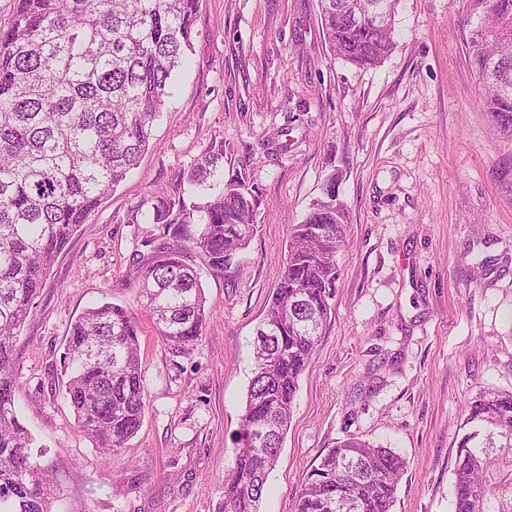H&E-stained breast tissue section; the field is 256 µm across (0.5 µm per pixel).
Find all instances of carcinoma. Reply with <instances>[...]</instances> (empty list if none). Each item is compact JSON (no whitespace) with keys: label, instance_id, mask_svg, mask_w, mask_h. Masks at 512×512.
<instances>
[{"label":"carcinoma","instance_id":"carcinoma-1","mask_svg":"<svg viewBox=\"0 0 512 512\" xmlns=\"http://www.w3.org/2000/svg\"><path fill=\"white\" fill-rule=\"evenodd\" d=\"M389 18L354 15L348 0H319L333 56L366 71L395 48L400 0H371ZM486 37L470 36L480 104L512 131V0H479ZM200 0H14L0 27V512H52L56 487L32 452L16 412L15 346L56 257L148 150L172 74L192 49ZM224 144L186 172L199 201L155 204L136 287L157 335L178 353L207 320L195 253L213 272L234 265L253 237L256 196L242 179L224 181ZM340 175L293 225L282 273L254 338V369L236 432L235 457L218 512H260L266 482L291 423L339 280L345 225L336 208ZM196 224L193 230L190 225ZM65 393L81 433L97 448L124 447L146 411L137 323L103 303L71 326ZM457 446L453 512H512V391L482 392L465 407ZM405 460L350 438L321 456L295 512H391Z\"/></svg>","mask_w":512,"mask_h":512}]
</instances>
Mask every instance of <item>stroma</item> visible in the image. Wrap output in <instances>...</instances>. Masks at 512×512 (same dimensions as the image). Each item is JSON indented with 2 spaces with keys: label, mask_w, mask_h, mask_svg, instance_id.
I'll use <instances>...</instances> for the list:
<instances>
[{
  "label": "stroma",
  "mask_w": 512,
  "mask_h": 512,
  "mask_svg": "<svg viewBox=\"0 0 512 512\" xmlns=\"http://www.w3.org/2000/svg\"><path fill=\"white\" fill-rule=\"evenodd\" d=\"M480 0H401L377 68L335 59L318 0H202L190 64L149 150L79 227L16 347L17 411L58 484L54 512H217L252 377V342L292 225L340 172L348 210L332 314L299 380L262 512H294L328 448L350 437L407 462L392 512H453L465 405L512 390V136L478 97L469 36ZM255 193L256 232L228 274L201 269L193 351L156 334L135 285L152 204L194 196L212 144ZM111 302L140 330L147 410L105 454L79 431L62 355L72 323Z\"/></svg>",
  "instance_id": "obj_1"
}]
</instances>
